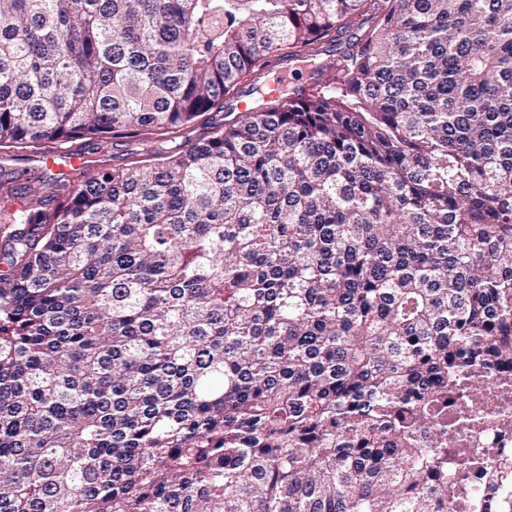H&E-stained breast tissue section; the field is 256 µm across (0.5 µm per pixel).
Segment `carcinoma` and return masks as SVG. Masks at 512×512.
I'll list each match as a JSON object with an SVG mask.
<instances>
[{
    "mask_svg": "<svg viewBox=\"0 0 512 512\" xmlns=\"http://www.w3.org/2000/svg\"><path fill=\"white\" fill-rule=\"evenodd\" d=\"M119 138L147 149L0 177V512L469 490L491 449L448 408L512 364V0H0V148Z\"/></svg>",
    "mask_w": 512,
    "mask_h": 512,
    "instance_id": "cac0c4a2",
    "label": "carcinoma"
}]
</instances>
